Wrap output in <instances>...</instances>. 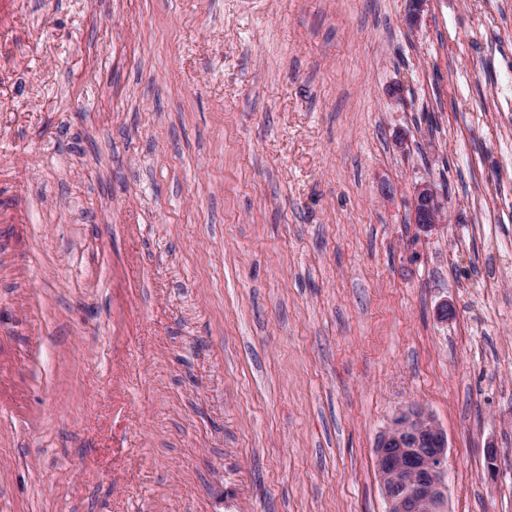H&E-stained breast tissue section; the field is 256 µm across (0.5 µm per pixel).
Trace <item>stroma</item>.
Listing matches in <instances>:
<instances>
[{
  "mask_svg": "<svg viewBox=\"0 0 512 512\" xmlns=\"http://www.w3.org/2000/svg\"><path fill=\"white\" fill-rule=\"evenodd\" d=\"M411 11L0 0V512H386L411 403L512 512V0ZM412 208L415 224L431 229L440 222L435 215L443 210L444 202L431 184L423 183L414 189Z\"/></svg>",
  "mask_w": 512,
  "mask_h": 512,
  "instance_id": "1",
  "label": "stroma"
}]
</instances>
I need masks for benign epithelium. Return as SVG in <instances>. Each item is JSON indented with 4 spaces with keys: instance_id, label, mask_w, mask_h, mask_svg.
I'll use <instances>...</instances> for the list:
<instances>
[{
    "instance_id": "obj_1",
    "label": "benign epithelium",
    "mask_w": 512,
    "mask_h": 512,
    "mask_svg": "<svg viewBox=\"0 0 512 512\" xmlns=\"http://www.w3.org/2000/svg\"><path fill=\"white\" fill-rule=\"evenodd\" d=\"M412 208L414 222L431 229L444 202L423 183L414 189ZM374 454L388 512H445L448 437L424 409L399 410L378 436Z\"/></svg>"
}]
</instances>
